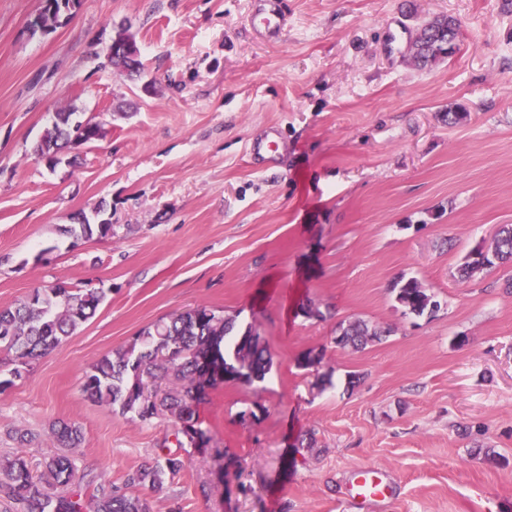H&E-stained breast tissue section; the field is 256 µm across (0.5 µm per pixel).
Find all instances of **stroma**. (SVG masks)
Segmentation results:
<instances>
[{
    "label": "stroma",
    "instance_id": "obj_1",
    "mask_svg": "<svg viewBox=\"0 0 512 512\" xmlns=\"http://www.w3.org/2000/svg\"><path fill=\"white\" fill-rule=\"evenodd\" d=\"M40 7L0 0V308L61 282L104 299L22 378L0 352V461L21 450L42 474L66 421L79 492L122 485L170 430L91 401L81 378L205 304L253 326L273 367L209 391V442L144 488L152 512H512V267L458 275L512 224V0H287L271 39L249 25L255 0H81L33 36ZM441 15L460 47L420 68L412 40ZM122 22L137 80L103 55ZM62 109L103 135L51 166L33 146ZM271 126L284 162L258 170L247 147ZM102 200L111 236H70ZM402 277L434 314L404 312ZM354 319L382 340L337 347ZM311 350L320 365L302 367ZM359 465L385 468L391 496L354 503ZM395 292L396 302L402 306L408 314L423 316L432 314L438 309L437 302H433L428 289L415 278L395 282L392 286ZM54 433L60 448H78L83 440L80 427L64 421L55 425Z\"/></svg>",
    "mask_w": 512,
    "mask_h": 512
}]
</instances>
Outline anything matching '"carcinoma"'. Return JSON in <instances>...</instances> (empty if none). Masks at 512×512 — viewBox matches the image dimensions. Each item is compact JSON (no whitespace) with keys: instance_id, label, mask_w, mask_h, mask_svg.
Wrapping results in <instances>:
<instances>
[{"instance_id":"cac0c4a2","label":"carcinoma","mask_w":512,"mask_h":512,"mask_svg":"<svg viewBox=\"0 0 512 512\" xmlns=\"http://www.w3.org/2000/svg\"><path fill=\"white\" fill-rule=\"evenodd\" d=\"M77 6L79 0H50L39 19L28 22L29 32L45 35L55 31L61 16L72 14ZM112 44L130 46L132 58L124 66L130 69V75H141L140 49L127 26L118 25ZM415 44V60L422 67L454 54L455 44L448 41V18L424 21ZM77 131L84 132L86 144L102 137L99 123L79 120L71 111L57 112L36 142L34 152L54 165L57 152ZM94 212L98 221L84 216L70 225L68 233L77 239L112 235L111 219L104 217L107 208L99 204ZM493 249L497 261L483 264L468 259L462 266V276L471 278L497 265L512 264V225L500 229ZM392 291L396 302L409 314L422 316L438 309L428 289L415 278L395 282ZM101 301L102 296L91 288L72 290L58 285L36 289L15 305L0 309V348L14 352L20 365L25 366L72 336L95 315ZM381 337L382 332L355 319L339 325L334 343L361 350ZM208 354L221 358L227 376L204 383L201 359ZM272 365L266 342L255 329L242 328L235 318L197 305L158 319L145 327L130 346L94 361L83 376L82 391L90 400L112 405L123 415L131 413L142 423L151 424L157 419L172 423L173 436L183 448L189 444V434L203 443L209 440L197 411L205 390L223 384L260 382ZM54 433L62 448H78L83 440L80 427L64 421L55 425ZM185 466L184 459L171 453L161 461L153 458L129 473L123 486L102 487L85 502L69 490L77 476L69 456L51 458L45 473L37 477L25 456L17 454L0 463V495L20 505V512H151L150 503L140 490L160 486L163 472L174 474Z\"/></svg>"}]
</instances>
